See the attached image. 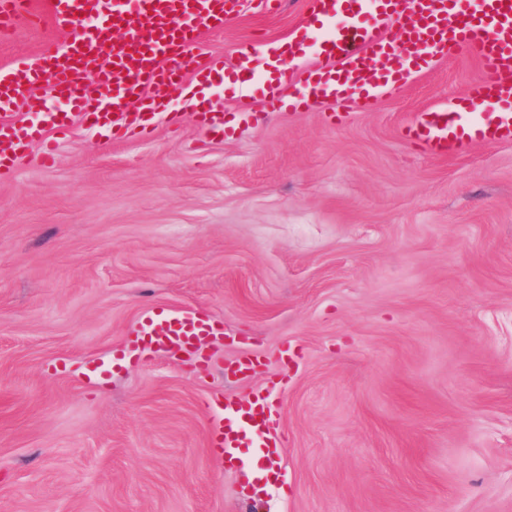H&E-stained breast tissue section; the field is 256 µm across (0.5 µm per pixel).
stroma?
Returning <instances> with one entry per match:
<instances>
[{
	"mask_svg": "<svg viewBox=\"0 0 512 512\" xmlns=\"http://www.w3.org/2000/svg\"><path fill=\"white\" fill-rule=\"evenodd\" d=\"M308 7L241 6L203 47L289 40ZM48 38L72 34L21 27L0 66ZM478 76L432 62L341 126L285 107L227 138L78 126L49 164L32 143L0 181V512H242L265 467L262 512H512V145L400 138ZM184 308L223 336L130 355L146 311ZM262 389L276 464L216 456L204 401Z\"/></svg>",
	"mask_w": 512,
	"mask_h": 512,
	"instance_id": "35a3bbf8",
	"label": "stroma"
}]
</instances>
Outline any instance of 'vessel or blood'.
Wrapping results in <instances>:
<instances>
[{"instance_id":"1","label":"vessel or blood","mask_w":512,"mask_h":512,"mask_svg":"<svg viewBox=\"0 0 512 512\" xmlns=\"http://www.w3.org/2000/svg\"><path fill=\"white\" fill-rule=\"evenodd\" d=\"M311 17L287 46L260 39L237 45L233 74L254 73L266 65L273 78L267 105L300 109L328 102L326 120L347 123L357 111L371 110L379 93H395L405 76L436 58H470L481 76L466 101L479 108L469 117L451 105L420 112L401 128L402 138L429 155L445 157L468 147L512 143V0H310ZM240 0H53L56 24L71 28L68 46L45 40L37 56L21 57L0 68V179L7 178L27 147L66 133L81 120L112 140L149 137L157 117L180 127L184 115L171 99L186 72L198 85L223 75L224 61H200L194 48L201 31L223 26ZM33 0H0V32L42 21ZM124 34L114 43V31ZM319 45L325 65L308 70L299 84L288 81L309 44ZM139 108L130 111V98ZM66 101L68 111L51 108ZM31 113L26 124L11 115ZM196 123L211 134L233 131L254 113L195 112ZM223 328L193 309L147 312L133 348L195 355L200 342L223 335ZM211 445L229 455L258 447L272 456L285 447L271 431L266 393L249 402L225 396Z\"/></svg>"}]
</instances>
